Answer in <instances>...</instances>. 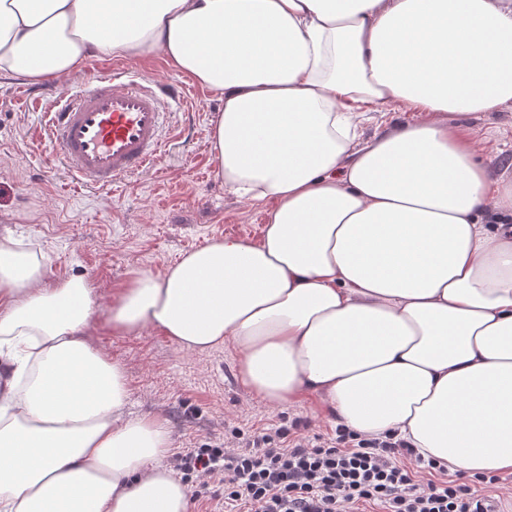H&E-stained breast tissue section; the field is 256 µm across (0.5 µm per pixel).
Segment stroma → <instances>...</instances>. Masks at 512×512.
I'll return each instance as SVG.
<instances>
[{
	"label": "stroma",
	"instance_id": "35a3bbf8",
	"mask_svg": "<svg viewBox=\"0 0 512 512\" xmlns=\"http://www.w3.org/2000/svg\"><path fill=\"white\" fill-rule=\"evenodd\" d=\"M125 67L153 80L182 82L190 92L174 105V138L148 173L111 191L77 185L54 158L42 116L78 76L29 85L0 78V233L11 231L48 257L46 286L67 275L84 277L99 308L135 271L160 273L187 250L225 236L259 240L263 209L230 194L216 176L208 135L224 101L192 83L161 52L145 58L100 57L84 73ZM474 158L489 176L512 183V102L467 119ZM125 370L129 410L163 420L173 452L220 444L233 429L254 430L298 422L309 441L332 438L336 426L310 396L269 406L240 380L230 349L185 353L161 332L115 335L96 325L87 332Z\"/></svg>",
	"mask_w": 512,
	"mask_h": 512
}]
</instances>
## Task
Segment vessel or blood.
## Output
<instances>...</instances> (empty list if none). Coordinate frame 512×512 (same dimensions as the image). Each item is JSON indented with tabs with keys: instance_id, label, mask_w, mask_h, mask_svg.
I'll return each mask as SVG.
<instances>
[{
	"instance_id": "b4317fda",
	"label": "vessel or blood",
	"mask_w": 512,
	"mask_h": 512,
	"mask_svg": "<svg viewBox=\"0 0 512 512\" xmlns=\"http://www.w3.org/2000/svg\"><path fill=\"white\" fill-rule=\"evenodd\" d=\"M177 87L89 76L49 115L59 162L85 188L109 190L150 170L167 146L166 100Z\"/></svg>"
}]
</instances>
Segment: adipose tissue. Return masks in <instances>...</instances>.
I'll return each instance as SVG.
<instances>
[{
	"label": "adipose tissue",
	"instance_id": "adipose-tissue-1",
	"mask_svg": "<svg viewBox=\"0 0 512 512\" xmlns=\"http://www.w3.org/2000/svg\"><path fill=\"white\" fill-rule=\"evenodd\" d=\"M155 50L223 97L217 176L266 223L134 272L112 332L232 346L265 404L311 394L451 471L511 473L512 183L457 121L512 102V0H0V78ZM399 106L426 118L358 140ZM46 269L0 235V512H190L166 424L86 338L87 281Z\"/></svg>",
	"mask_w": 512,
	"mask_h": 512
}]
</instances>
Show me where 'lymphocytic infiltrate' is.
<instances>
[{"mask_svg":"<svg viewBox=\"0 0 512 512\" xmlns=\"http://www.w3.org/2000/svg\"><path fill=\"white\" fill-rule=\"evenodd\" d=\"M238 445L202 444L171 464L201 500L210 483L224 486L225 512H496L490 496L445 479L444 466H423L439 480L422 481L406 460L416 451L388 435L365 438L347 429L314 445L289 442L286 427L234 431Z\"/></svg>","mask_w":512,"mask_h":512,"instance_id":"1","label":"lymphocytic infiltrate"}]
</instances>
